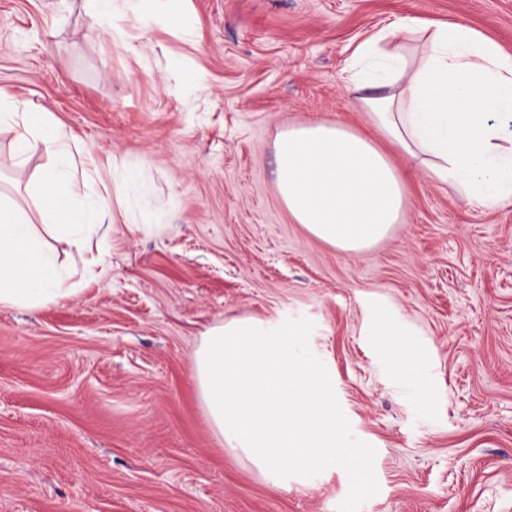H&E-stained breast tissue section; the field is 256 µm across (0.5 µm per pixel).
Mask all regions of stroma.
<instances>
[{"label":"stroma","instance_id":"1","mask_svg":"<svg viewBox=\"0 0 512 512\" xmlns=\"http://www.w3.org/2000/svg\"><path fill=\"white\" fill-rule=\"evenodd\" d=\"M410 18L512 55V0H116L99 26L83 0H0V86L61 125L111 226L81 252L56 241L63 267L92 266L68 297L0 306V512H512V203L473 207L397 153L406 220L349 255L275 186L289 122L370 132L351 57ZM12 153L0 133V190L35 214L49 160ZM125 169L147 178L121 200ZM250 318L329 368L344 443L278 490L213 434L191 378L200 331ZM384 321L407 335L392 358Z\"/></svg>","mask_w":512,"mask_h":512}]
</instances>
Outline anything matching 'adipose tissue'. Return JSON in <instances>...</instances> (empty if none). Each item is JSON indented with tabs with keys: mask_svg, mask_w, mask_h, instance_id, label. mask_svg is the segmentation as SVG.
Wrapping results in <instances>:
<instances>
[{
	"mask_svg": "<svg viewBox=\"0 0 512 512\" xmlns=\"http://www.w3.org/2000/svg\"><path fill=\"white\" fill-rule=\"evenodd\" d=\"M347 84L359 92L375 137L340 122L292 123L274 142L278 195L293 223L357 255L404 220L406 183L384 143L474 207L512 202V57L461 24L400 23L354 52ZM14 128V153L53 157L37 191L41 217L75 250L103 228L105 200L77 207L83 189L61 163L68 143L49 113L19 111L0 87V127ZM74 270L26 212L0 197V305L38 310L69 295ZM192 379L211 430L241 451L270 482L284 466L334 463L341 447L336 396L327 371L302 355L288 328L258 321L207 326Z\"/></svg>",
	"mask_w": 512,
	"mask_h": 512,
	"instance_id": "adipose-tissue-1",
	"label": "adipose tissue"
}]
</instances>
